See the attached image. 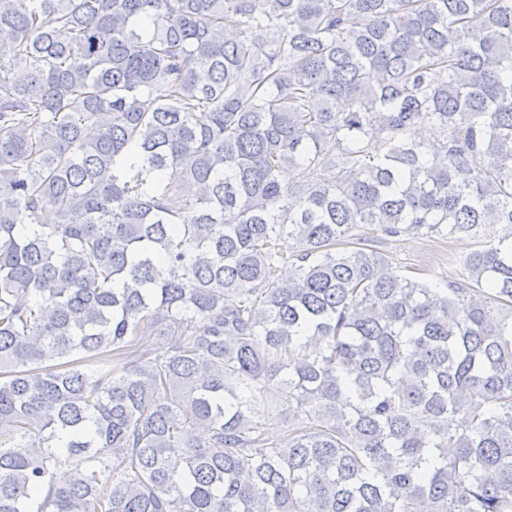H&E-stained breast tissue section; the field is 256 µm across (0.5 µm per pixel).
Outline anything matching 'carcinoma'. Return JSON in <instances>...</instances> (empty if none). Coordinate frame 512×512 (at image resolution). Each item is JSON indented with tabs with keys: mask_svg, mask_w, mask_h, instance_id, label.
Wrapping results in <instances>:
<instances>
[{
	"mask_svg": "<svg viewBox=\"0 0 512 512\" xmlns=\"http://www.w3.org/2000/svg\"><path fill=\"white\" fill-rule=\"evenodd\" d=\"M0 512H512V0H0ZM374 245L381 253L392 258L390 269L395 274L404 275L405 266L424 268L427 279L438 288H444L448 274L452 271L449 256L469 251L472 241L448 240L419 233L405 234L398 238L381 237ZM253 408L256 418L264 423L268 437L279 439L288 430V424L280 417L275 414L267 415L266 405L263 402H257Z\"/></svg>",
	"mask_w": 512,
	"mask_h": 512,
	"instance_id": "cac0c4a2",
	"label": "carcinoma"
}]
</instances>
